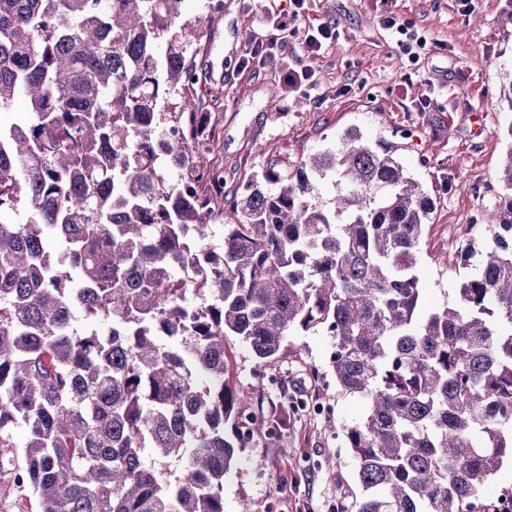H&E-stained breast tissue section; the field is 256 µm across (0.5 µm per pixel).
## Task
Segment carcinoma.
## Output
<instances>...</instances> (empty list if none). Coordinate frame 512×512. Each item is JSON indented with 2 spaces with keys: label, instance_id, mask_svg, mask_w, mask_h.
<instances>
[{
  "label": "carcinoma",
  "instance_id": "obj_1",
  "mask_svg": "<svg viewBox=\"0 0 512 512\" xmlns=\"http://www.w3.org/2000/svg\"><path fill=\"white\" fill-rule=\"evenodd\" d=\"M183 2L0 0V113L29 103L0 123V448L25 427L42 512H224L264 389L225 378V338L269 366L321 329L336 384L365 403L344 430L364 495L340 512H498L485 491L512 461V123L506 192L464 250L475 272L423 313L434 201L385 142L351 130L230 194L224 171L206 174L186 51L212 17L182 20ZM76 303L110 331L74 328Z\"/></svg>",
  "mask_w": 512,
  "mask_h": 512
}]
</instances>
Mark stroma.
<instances>
[{
  "mask_svg": "<svg viewBox=\"0 0 512 512\" xmlns=\"http://www.w3.org/2000/svg\"><path fill=\"white\" fill-rule=\"evenodd\" d=\"M209 30L188 47L199 76L194 94L214 131L206 159L224 168V188L243 186L269 162L295 163L330 148L350 129L397 148L408 176L435 200L419 253L423 311L452 303L473 270L455 260L465 229L484 221L501 192L496 178L512 123L504 76L512 72V28L502 16L512 0H392L393 10L427 39L408 58L378 23L375 0H311L290 21L283 61L260 70L240 60L260 32L261 0H223ZM329 21L337 42L315 59L300 42L309 24ZM311 66L315 80L291 83L287 71ZM427 96V109L416 101ZM453 257L442 265L443 257ZM332 339L324 331L289 337L272 369L277 387L255 392L253 409L272 418L286 408L275 439L254 431L224 483V512H336L340 497L360 496L345 426L363 402L342 393L329 370ZM308 398L331 407L302 415L291 402Z\"/></svg>",
  "mask_w": 512,
  "mask_h": 512,
  "instance_id": "obj_1",
  "label": "stroma"
}]
</instances>
